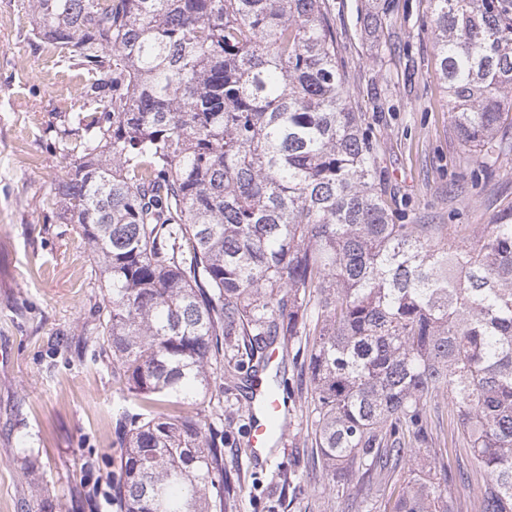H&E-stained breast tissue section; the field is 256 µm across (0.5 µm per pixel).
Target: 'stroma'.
I'll return each mask as SVG.
<instances>
[{
    "label": "stroma",
    "instance_id": "stroma-1",
    "mask_svg": "<svg viewBox=\"0 0 512 512\" xmlns=\"http://www.w3.org/2000/svg\"><path fill=\"white\" fill-rule=\"evenodd\" d=\"M355 111L377 150L381 186L398 224H434L442 239L472 241L512 206V156L484 175L455 137L437 71L427 0H384V29L368 35L364 0H327ZM86 73L35 38L29 0H0V512H114L112 460L140 402L112 377L96 328L104 298L89 249L63 223L54 195L66 173L59 129L92 111ZM306 337L277 362L296 393L274 457L248 449L250 391L217 375L200 407L224 411V462L242 489L227 512H352L356 485L335 487L316 456L305 391ZM429 452H443L460 512H476L478 480L456 474L471 458L445 397ZM304 488L293 496L284 479Z\"/></svg>",
    "mask_w": 512,
    "mask_h": 512
}]
</instances>
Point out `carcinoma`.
<instances>
[{"mask_svg":"<svg viewBox=\"0 0 512 512\" xmlns=\"http://www.w3.org/2000/svg\"><path fill=\"white\" fill-rule=\"evenodd\" d=\"M451 128L512 152V0H429ZM32 31L87 70L95 111L58 132L57 203L105 287L125 423L115 512H225L213 368L251 379L238 337H312L315 444L333 483L373 487L432 439L448 396L481 479L512 512V207L468 247L396 224L353 110L325 0H32ZM426 457L392 512H459Z\"/></svg>","mask_w":512,"mask_h":512,"instance_id":"carcinoma-1","label":"carcinoma"}]
</instances>
